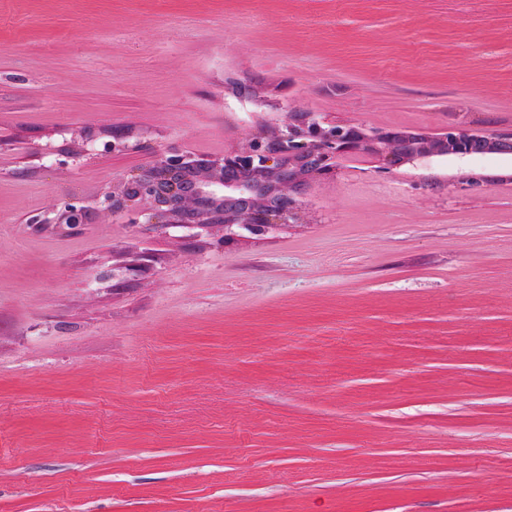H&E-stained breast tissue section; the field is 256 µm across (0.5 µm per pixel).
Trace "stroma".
<instances>
[{"label": "stroma", "instance_id": "1", "mask_svg": "<svg viewBox=\"0 0 512 512\" xmlns=\"http://www.w3.org/2000/svg\"><path fill=\"white\" fill-rule=\"evenodd\" d=\"M292 112L512 133V0H0V512H512V160L352 158L229 242L95 208ZM91 211L82 201L71 200L60 206H52L44 214L33 216L29 224H67L77 226L90 224Z\"/></svg>", "mask_w": 512, "mask_h": 512}]
</instances>
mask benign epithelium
Instances as JSON below:
<instances>
[{"instance_id": "benign-epithelium-1", "label": "benign epithelium", "mask_w": 512, "mask_h": 512, "mask_svg": "<svg viewBox=\"0 0 512 512\" xmlns=\"http://www.w3.org/2000/svg\"><path fill=\"white\" fill-rule=\"evenodd\" d=\"M483 154L512 155V133L475 132L450 126L440 132L382 130L340 124L314 112H290L272 137L252 138L248 147L221 156L166 150L124 176L100 206L114 216L134 213L129 223L169 227L224 228V238L246 229L255 234L278 224H297L302 198L316 179L336 177L342 161L370 156L390 169L404 161L429 166L463 162ZM457 185L483 191L492 180L463 173ZM78 200L53 206L32 224L90 223Z\"/></svg>"}]
</instances>
